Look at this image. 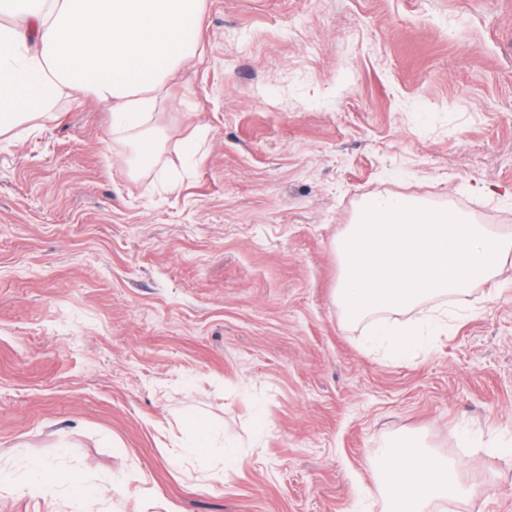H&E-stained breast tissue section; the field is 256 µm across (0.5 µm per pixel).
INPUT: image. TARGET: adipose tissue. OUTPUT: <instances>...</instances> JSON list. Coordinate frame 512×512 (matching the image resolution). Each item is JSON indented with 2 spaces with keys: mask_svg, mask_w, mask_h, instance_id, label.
I'll return each mask as SVG.
<instances>
[{
  "mask_svg": "<svg viewBox=\"0 0 512 512\" xmlns=\"http://www.w3.org/2000/svg\"><path fill=\"white\" fill-rule=\"evenodd\" d=\"M205 0H0V133L86 92L130 133L140 167L153 169L158 137L148 122L178 68L197 53ZM387 512H431L466 499L464 465L418 448H385L374 460Z\"/></svg>",
  "mask_w": 512,
  "mask_h": 512,
  "instance_id": "adipose-tissue-1",
  "label": "adipose tissue"
}]
</instances>
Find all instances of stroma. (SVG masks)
Segmentation results:
<instances>
[{
    "label": "stroma",
    "mask_w": 512,
    "mask_h": 512,
    "mask_svg": "<svg viewBox=\"0 0 512 512\" xmlns=\"http://www.w3.org/2000/svg\"><path fill=\"white\" fill-rule=\"evenodd\" d=\"M110 122L86 94L0 135V512H386L369 465L411 438L464 462L460 512H512V257L390 314L464 312L405 359L333 247L375 195L512 238V0H206L151 122L177 182ZM192 418L237 467L178 457Z\"/></svg>",
    "instance_id": "obj_1"
}]
</instances>
